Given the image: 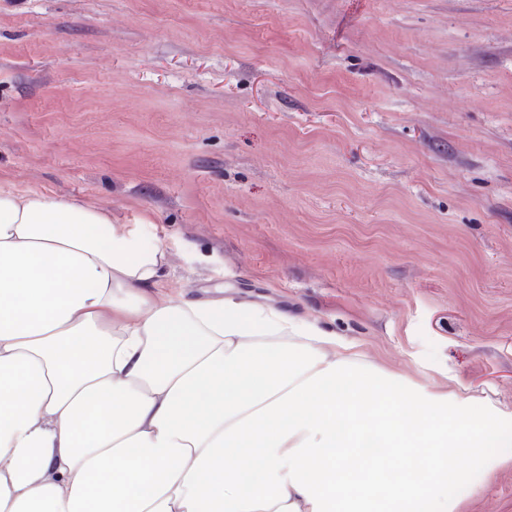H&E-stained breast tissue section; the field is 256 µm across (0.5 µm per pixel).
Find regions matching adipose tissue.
<instances>
[{"label": "adipose tissue", "mask_w": 512, "mask_h": 512, "mask_svg": "<svg viewBox=\"0 0 512 512\" xmlns=\"http://www.w3.org/2000/svg\"><path fill=\"white\" fill-rule=\"evenodd\" d=\"M167 266L142 224L0 185V512H460L502 465L512 413L234 289L157 293Z\"/></svg>", "instance_id": "obj_1"}]
</instances>
